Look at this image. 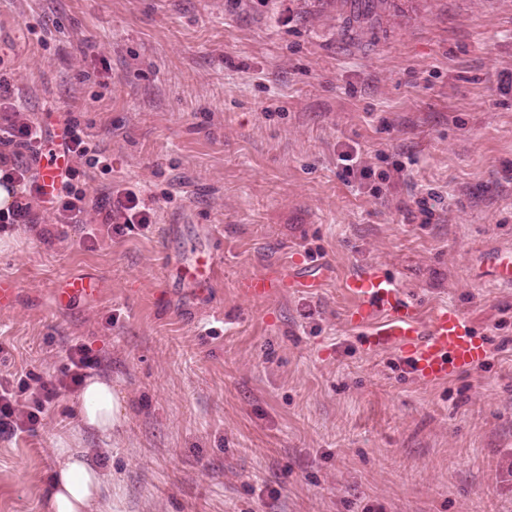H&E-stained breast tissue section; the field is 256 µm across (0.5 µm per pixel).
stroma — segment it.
Segmentation results:
<instances>
[{
    "label": "stroma",
    "instance_id": "stroma-1",
    "mask_svg": "<svg viewBox=\"0 0 512 512\" xmlns=\"http://www.w3.org/2000/svg\"><path fill=\"white\" fill-rule=\"evenodd\" d=\"M400 2L366 22L336 0H0V82L109 156L89 199L134 186L155 210L121 235L90 214L0 223L20 288L0 379L59 374L81 342L126 415L102 436L70 392L0 437V512H41L63 443L110 474L112 512H512V288L490 260L512 248V0ZM351 147L389 181L346 176ZM298 257L321 288L240 294ZM366 262L425 311L461 308L484 367L428 386L368 353L339 288ZM72 274L99 294L55 304ZM218 253L209 246L199 248L195 253L194 262L198 268V276L195 280L203 286L208 285L219 263Z\"/></svg>",
    "mask_w": 512,
    "mask_h": 512
}]
</instances>
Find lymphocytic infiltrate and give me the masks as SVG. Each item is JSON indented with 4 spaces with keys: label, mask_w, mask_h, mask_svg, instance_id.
Returning a JSON list of instances; mask_svg holds the SVG:
<instances>
[{
    "label": "lymphocytic infiltrate",
    "mask_w": 512,
    "mask_h": 512,
    "mask_svg": "<svg viewBox=\"0 0 512 512\" xmlns=\"http://www.w3.org/2000/svg\"><path fill=\"white\" fill-rule=\"evenodd\" d=\"M21 112L22 107L12 99L9 87L0 83V180L18 195L10 210L0 212V223H33L32 203L37 200L43 210L52 213L61 224L82 223L85 214L92 211L98 223L108 225L117 235L135 227L149 229L153 210L135 190L118 188L96 203L88 202L80 186L85 169L107 165L108 158L93 145L90 136L72 122L66 124L64 137L65 149L74 163L66 167L61 188L51 196H44L19 158L25 154L40 158L51 132L48 127L23 118ZM98 364L92 350L78 343L71 347L68 363L57 377L39 380L35 385L22 378L14 382L0 381V435L34 431L47 405L61 392L79 389Z\"/></svg>",
    "instance_id": "1"
}]
</instances>
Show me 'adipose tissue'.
<instances>
[{
  "label": "adipose tissue",
  "mask_w": 512,
  "mask_h": 512,
  "mask_svg": "<svg viewBox=\"0 0 512 512\" xmlns=\"http://www.w3.org/2000/svg\"><path fill=\"white\" fill-rule=\"evenodd\" d=\"M80 411L84 424L103 435L121 428L125 420L111 383L96 377L87 381L80 395ZM56 459L43 489L44 512H102L108 474L85 451L60 448Z\"/></svg>",
  "instance_id": "1"
}]
</instances>
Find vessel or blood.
<instances>
[{
    "instance_id": "1",
    "label": "vessel or blood",
    "mask_w": 512,
    "mask_h": 512,
    "mask_svg": "<svg viewBox=\"0 0 512 512\" xmlns=\"http://www.w3.org/2000/svg\"><path fill=\"white\" fill-rule=\"evenodd\" d=\"M65 164L66 158L60 154L40 164L39 183L46 193L57 190ZM194 262L198 283L208 285L219 263L218 253L212 247H201ZM494 266L498 285L512 288V249L496 251ZM318 281V275L310 271L302 272L295 281L284 278L281 272L265 271L247 278L241 292L249 300L265 302L293 285L311 288ZM341 288L349 301L344 320L352 328L365 330L366 350L395 351L409 363L419 382L437 385L482 367L487 343L473 333L466 315L447 305L424 313L383 264L361 266L342 280Z\"/></svg>"
}]
</instances>
